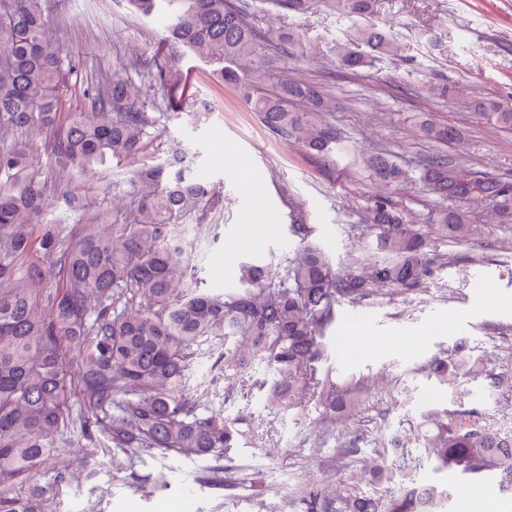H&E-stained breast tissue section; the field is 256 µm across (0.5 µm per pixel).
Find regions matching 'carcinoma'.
<instances>
[{"instance_id":"carcinoma-1","label":"carcinoma","mask_w":512,"mask_h":512,"mask_svg":"<svg viewBox=\"0 0 512 512\" xmlns=\"http://www.w3.org/2000/svg\"><path fill=\"white\" fill-rule=\"evenodd\" d=\"M174 5L167 26L171 56L181 51L219 65L217 74L234 86L277 136L302 143L325 158L342 150L324 114L335 107L313 85L289 79L271 92L255 84L275 56H295L302 39L294 32L259 35L249 22L246 0H129L142 16L158 2ZM336 12L354 23L350 41L334 46L340 66L357 72L397 55V46L367 23L375 0H334ZM366 47L352 48L353 42ZM74 69L67 52L48 36L44 0H0V483L49 462L60 437L75 429L88 442L103 437L107 464L119 471L134 454L216 460L248 435L247 419L228 420L188 395V370L198 354L224 344V375L240 387L257 361L273 373L268 403L283 411L317 397L325 414H353L357 393L317 377L321 338L335 320V306L374 292L412 291L433 274L427 241L384 195L365 208L364 231L373 251L337 267L310 239L305 224L291 225L300 249L272 277L268 264L241 266L238 290L213 294L199 288L192 263L189 222L214 205L209 186L175 158L134 173L140 196L133 216L118 223L101 211L95 224L71 228L40 224L47 207V180L33 142L21 139L50 130L47 149L59 168L90 172L112 158L144 149L152 119L137 106L139 91L116 77L103 93L83 90L87 111H62ZM488 123L512 129V105L489 97L466 100ZM423 137L447 143L457 138L447 124L424 121ZM377 180L397 185L408 173L380 155L367 158ZM418 180L443 200L493 199L506 191L493 181L452 167L435 155ZM70 206H85L83 185L68 184ZM436 232L455 243L473 240L465 214L436 212ZM50 267H41L43 259ZM27 260L31 270L21 272ZM29 278L44 285L40 298L19 287ZM460 354L436 356L429 374L441 382L480 368ZM84 408L79 425L73 399ZM425 447L436 469L495 470L512 483V440L486 430L471 417L434 422ZM55 471L45 485L21 494L0 488V512H44L46 494L71 483ZM308 512H330L317 486L303 492ZM438 492L412 487L390 499L350 495L343 512H433Z\"/></svg>"}]
</instances>
